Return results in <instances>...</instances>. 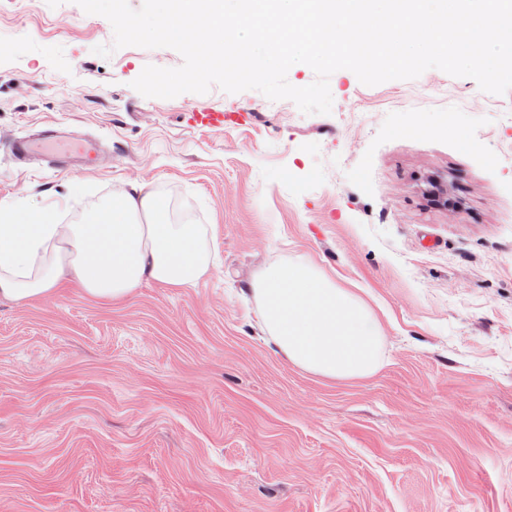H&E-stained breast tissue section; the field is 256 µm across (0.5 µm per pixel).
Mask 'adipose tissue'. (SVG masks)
<instances>
[{"instance_id":"1","label":"adipose tissue","mask_w":512,"mask_h":512,"mask_svg":"<svg viewBox=\"0 0 512 512\" xmlns=\"http://www.w3.org/2000/svg\"><path fill=\"white\" fill-rule=\"evenodd\" d=\"M217 256L207 226L173 221L168 199L147 182H132L77 224L61 223L54 206L0 203V296L19 303L65 281L112 302L148 281L193 288L212 272ZM252 295L265 333L292 365L332 380L379 370L385 338L375 310L314 263L261 268Z\"/></svg>"}]
</instances>
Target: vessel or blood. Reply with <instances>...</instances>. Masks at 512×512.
Masks as SVG:
<instances>
[{"instance_id":"b4317fda","label":"vessel or blood","mask_w":512,"mask_h":512,"mask_svg":"<svg viewBox=\"0 0 512 512\" xmlns=\"http://www.w3.org/2000/svg\"><path fill=\"white\" fill-rule=\"evenodd\" d=\"M13 147L15 155L19 157L39 154L84 170L96 168L100 158L98 140L69 137L53 126L46 127L35 136L15 140Z\"/></svg>"}]
</instances>
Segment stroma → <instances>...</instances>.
Instances as JSON below:
<instances>
[{
	"label": "stroma",
	"mask_w": 512,
	"mask_h": 512,
	"mask_svg": "<svg viewBox=\"0 0 512 512\" xmlns=\"http://www.w3.org/2000/svg\"><path fill=\"white\" fill-rule=\"evenodd\" d=\"M105 24L74 0H0V202L69 224L151 182L213 226L221 263L119 304L0 298V512H512V89L339 70L328 115L217 86L147 98L132 81L182 56H99ZM50 122L112 150L93 172L16 163L13 138ZM284 260L359 289L385 336L375 375L276 351L251 281Z\"/></svg>",
	"instance_id": "obj_1"
}]
</instances>
